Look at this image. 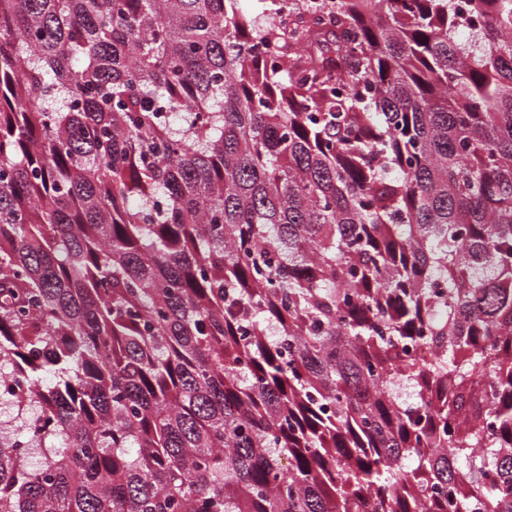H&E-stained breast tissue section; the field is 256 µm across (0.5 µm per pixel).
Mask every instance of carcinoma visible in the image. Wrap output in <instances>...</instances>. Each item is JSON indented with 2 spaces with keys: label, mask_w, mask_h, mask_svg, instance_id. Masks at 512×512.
<instances>
[{
  "label": "carcinoma",
  "mask_w": 512,
  "mask_h": 512,
  "mask_svg": "<svg viewBox=\"0 0 512 512\" xmlns=\"http://www.w3.org/2000/svg\"><path fill=\"white\" fill-rule=\"evenodd\" d=\"M242 2L0 0V512H512V0Z\"/></svg>",
  "instance_id": "obj_1"
}]
</instances>
